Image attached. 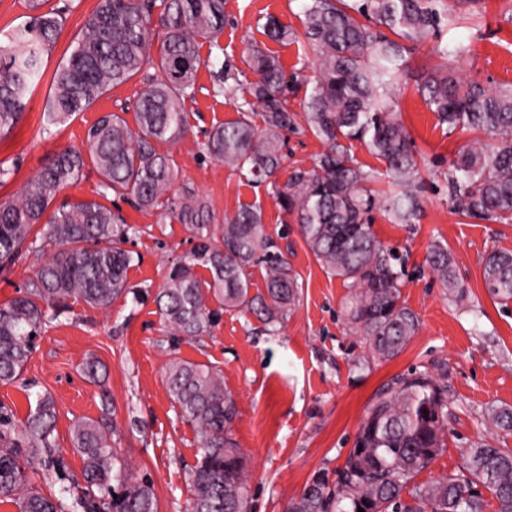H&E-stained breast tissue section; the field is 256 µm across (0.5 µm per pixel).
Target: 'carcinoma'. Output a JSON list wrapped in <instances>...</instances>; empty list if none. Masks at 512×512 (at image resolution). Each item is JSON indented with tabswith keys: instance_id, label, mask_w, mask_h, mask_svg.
Here are the masks:
<instances>
[{
	"instance_id": "1",
	"label": "carcinoma",
	"mask_w": 512,
	"mask_h": 512,
	"mask_svg": "<svg viewBox=\"0 0 512 512\" xmlns=\"http://www.w3.org/2000/svg\"><path fill=\"white\" fill-rule=\"evenodd\" d=\"M444 0H310L302 38L315 54V76L303 115L288 106L290 81L279 59L254 51L247 65L256 79L247 83L242 117L205 132L201 152L262 183L281 168L284 132L297 118L328 145L313 168L299 170L273 197L295 216L300 235L324 270L349 288L342 309L360 334L367 358L399 356L418 328V318L402 299L405 258L374 235L372 213L381 209L398 224H411L419 203L410 185L418 173L412 140L392 111L388 95L408 67L402 41H419L447 20ZM163 41L151 55L153 21ZM63 24V10L29 17L0 45V137L9 134L26 99L44 77ZM386 27V35L380 27ZM267 36L282 41L292 31L267 17ZM224 0H99L76 37L70 56L50 81L43 132L67 124L108 91L143 75L137 129L116 113L100 116L86 132V149L55 154L17 196L0 200V270L26 252L49 258L23 286V293L0 305V385L16 382L39 335L58 312L75 302L107 310L129 293L127 272L141 229L106 205L110 196L141 210H159L185 225L194 245L173 265L154 301L174 336L196 340L209 333L220 310L259 312L270 322L296 305L298 283L288 261L266 233L262 208L239 206L216 218L210 204L194 195L171 193L177 178L171 156L160 146L175 144L187 131L185 100L193 97L195 74L214 67V95L224 93V67L201 50L220 47ZM149 66L161 76L145 74ZM438 124L488 135L464 145L452 162L449 187L467 217L512 223V85L487 88L462 84L447 67L417 88ZM258 115L262 125L253 123ZM365 145L384 163L400 191L380 199L363 187L367 174L352 165L353 143ZM98 177L96 198L65 202L47 210L58 194L86 171ZM432 275L461 299L465 288L455 259L435 245L427 256ZM260 264L265 294L250 295V268ZM208 270L201 280L195 268ZM483 278L489 294L512 302V251L486 258ZM215 300L220 308L210 306ZM446 367L413 372L389 385L361 421L335 481L315 476L292 499L287 512H512V449L498 446V432L512 431V408L484 414L487 433L464 450L458 470L419 482L418 475L447 447ZM170 395L180 417L199 442L190 472L191 512H248L251 475L231 429L237 415L232 394L215 367L173 359L166 370ZM56 409L38 396L35 409L16 423L0 407V502L19 512H62L52 494L31 475L64 468L55 455ZM74 447L82 457L85 486L66 490L81 512H156L151 481L127 472L112 451L107 430L92 420L73 424Z\"/></svg>"
}]
</instances>
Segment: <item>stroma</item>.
I'll return each instance as SVG.
<instances>
[{
    "label": "stroma",
    "instance_id": "1",
    "mask_svg": "<svg viewBox=\"0 0 512 512\" xmlns=\"http://www.w3.org/2000/svg\"><path fill=\"white\" fill-rule=\"evenodd\" d=\"M99 0H46L65 12L57 44L45 59L54 72L75 35ZM307 0H226L220 59L230 77L228 91L214 95L209 67H200L195 94L186 100L189 129L168 148L177 172L173 192L206 197L216 216L240 204H260L267 234L280 246L300 285L297 307L277 326L246 311H225L209 334L196 341L170 335L150 297L135 290H158L170 268L193 246L185 225L158 211H138L121 204V214L142 234L132 243L136 258L127 278L132 293L118 297L108 310L73 304L47 323L18 383L0 385V406L17 418L30 410L31 398L49 394L57 411L54 443L65 460L62 475L33 481L45 492L83 481V462L72 446L76 420L107 426L119 459L135 475L150 476L157 512H190L189 469L199 450L194 429L184 422L169 396L165 367L181 358L222 371L237 402L233 436L252 473L250 512H285L314 475L335 477L355 441L358 425L382 391L395 379L436 364L448 367V446L419 475L426 481L453 472L463 448L484 432L488 409L512 406V313L484 286L489 253L512 250V224L478 221L458 213L448 193V168L472 131H447L436 123L416 91L435 68L444 66L459 80L488 87L512 84V0H446L448 22L439 32L409 43L410 67L391 91L394 109L410 133L420 160V211L410 224L394 223L383 211L373 215V231L383 244L407 260L401 288L419 326L406 349L386 362L361 364L365 345L342 316L348 289L322 269L302 240L293 216L272 196L296 171L311 169L327 146L306 127L289 131L285 159L271 184H252L238 172L201 156L204 130L239 119L242 89L253 81L244 60L260 49L280 60L293 76L289 106L302 111L312 87L315 56L298 34ZM292 28L295 38L280 42L264 30L267 16ZM467 46L456 57V46ZM142 85L132 79L112 89L90 109L75 116L54 136L42 131L49 91L41 82L27 101L11 133L0 139V163L13 174L0 185V199L15 196L56 152L84 148L87 128L102 114L119 113L136 126V101ZM447 247L468 292L449 296L425 262L431 244ZM98 373L88 376L87 363Z\"/></svg>",
    "mask_w": 512,
    "mask_h": 512
}]
</instances>
